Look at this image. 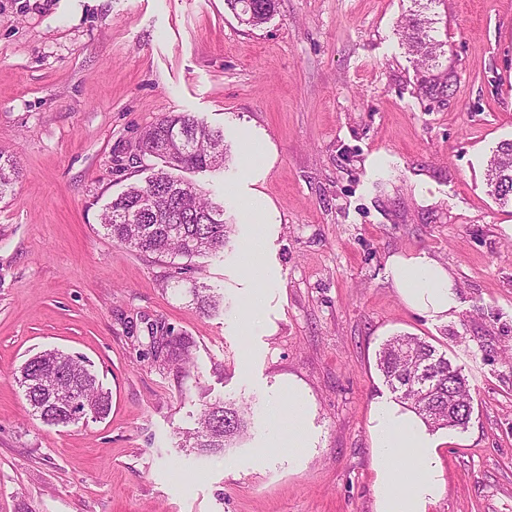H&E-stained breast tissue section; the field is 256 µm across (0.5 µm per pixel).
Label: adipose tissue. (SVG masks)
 <instances>
[{
    "mask_svg": "<svg viewBox=\"0 0 512 512\" xmlns=\"http://www.w3.org/2000/svg\"><path fill=\"white\" fill-rule=\"evenodd\" d=\"M389 279L403 302L435 322L454 320L459 311L458 286L452 274L428 253L392 255ZM290 405L273 419L271 445L304 448L308 395L289 383ZM371 446L376 455L375 512H427L440 492V441L425 421L396 399L374 403L369 415Z\"/></svg>",
    "mask_w": 512,
    "mask_h": 512,
    "instance_id": "obj_1",
    "label": "adipose tissue"
}]
</instances>
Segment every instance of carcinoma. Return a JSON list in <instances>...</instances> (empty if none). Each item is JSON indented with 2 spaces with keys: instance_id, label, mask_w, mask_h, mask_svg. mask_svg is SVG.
Returning a JSON list of instances; mask_svg holds the SVG:
<instances>
[{
  "instance_id": "1",
  "label": "carcinoma",
  "mask_w": 512,
  "mask_h": 512,
  "mask_svg": "<svg viewBox=\"0 0 512 512\" xmlns=\"http://www.w3.org/2000/svg\"><path fill=\"white\" fill-rule=\"evenodd\" d=\"M249 2L250 15L242 17V3ZM239 22L251 28L264 24L276 11L277 0H225ZM426 21H410L412 51L426 63L436 58L437 44L425 30ZM140 152L161 160L162 167L143 184H134L105 208L101 225L112 240L141 252L191 259L224 252L230 233L224 222V207L185 181V171L205 172L224 168V133L209 128L189 114L164 116L143 131ZM499 180L496 200L512 202V142L505 141L491 161ZM19 171L14 160L0 156V199L11 193ZM211 288L188 289L202 312L215 308ZM193 342L186 336L166 333L153 338L160 365H186ZM378 367L386 384L399 399L410 404L428 425L465 427L471 416L468 380L460 368L435 347L415 336L389 340L379 352ZM80 384L83 404L94 417L111 410V395L103 390L91 364L59 350H44L25 361L18 382L33 415L48 425H69L80 420L68 411L70 380ZM458 395L465 404L457 417L448 420V397ZM247 407L235 401L216 400L204 405L197 427L184 435L185 446L201 455H214L236 445L248 428Z\"/></svg>"
}]
</instances>
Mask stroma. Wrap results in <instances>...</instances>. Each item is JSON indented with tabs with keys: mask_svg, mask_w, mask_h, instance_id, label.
<instances>
[{
	"mask_svg": "<svg viewBox=\"0 0 512 512\" xmlns=\"http://www.w3.org/2000/svg\"><path fill=\"white\" fill-rule=\"evenodd\" d=\"M413 0H279L241 25L224 0H0V512H375L377 355L419 337L467 377L472 414L441 429L445 488L428 512H512V204L486 181L512 141V0H437L445 92L401 31ZM186 113L224 131L223 170L189 179L217 203L260 195L265 223L225 206L220 257L175 271L112 241L105 206L158 167L142 131ZM276 276L261 310L238 258ZM453 274L456 319L408 308L391 255ZM219 288L204 314L166 283ZM191 338L159 366L153 327ZM89 359L103 419L48 426L16 379L34 354ZM309 394L310 447H269L289 380ZM209 399L250 408L224 454L181 446Z\"/></svg>",
	"mask_w": 512,
	"mask_h": 512,
	"instance_id": "35a3bbf8",
	"label": "stroma"
}]
</instances>
